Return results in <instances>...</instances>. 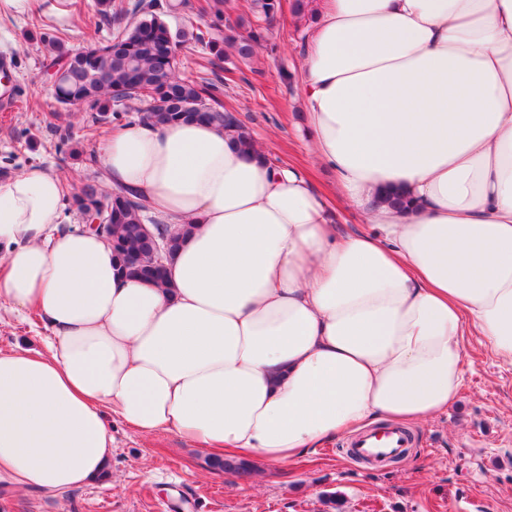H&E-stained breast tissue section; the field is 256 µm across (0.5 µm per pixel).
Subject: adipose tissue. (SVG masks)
<instances>
[{"label":"adipose tissue","instance_id":"obj_1","mask_svg":"<svg viewBox=\"0 0 512 512\" xmlns=\"http://www.w3.org/2000/svg\"><path fill=\"white\" fill-rule=\"evenodd\" d=\"M301 10L300 135L335 199L267 137L129 124L101 157L180 239L156 285L64 223L58 175L0 181V302L44 331L0 351V480L93 483L113 418L285 465L446 413L469 331L512 364V0ZM341 209L371 231L340 233Z\"/></svg>","mask_w":512,"mask_h":512}]
</instances>
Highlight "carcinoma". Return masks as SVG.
<instances>
[{
  "label": "carcinoma",
  "instance_id": "cac0c4a2",
  "mask_svg": "<svg viewBox=\"0 0 512 512\" xmlns=\"http://www.w3.org/2000/svg\"><path fill=\"white\" fill-rule=\"evenodd\" d=\"M172 8L182 11L184 19V25L175 30L163 19L158 0H95L93 12L87 15L88 28L107 26L112 33L104 41L90 38L78 51L55 40L50 62L56 68L55 100L66 107H85L90 112L87 131L93 137L102 134L104 125L132 111L133 103L145 101L144 123L162 127L196 120L222 129L233 126L239 147L251 148L249 129L224 106L221 81L181 71L179 56L186 45H199L208 50L199 66L211 70L219 66L226 45L234 47L242 60L261 46L275 49L269 24L281 11V0H251L252 19L244 33L228 22L224 0H207L198 6L179 0ZM85 163L92 176L72 195L76 209L84 217H93L107 205V240L120 267L145 280L160 279L163 268L155 266L152 241L141 232V225L148 221V207L130 189L103 193L102 163L92 155L85 157ZM206 464L240 479L253 474L252 464L245 459L210 458Z\"/></svg>",
  "mask_w": 512,
  "mask_h": 512
}]
</instances>
